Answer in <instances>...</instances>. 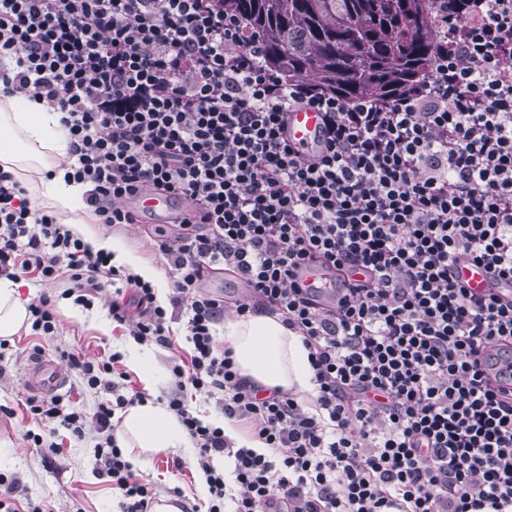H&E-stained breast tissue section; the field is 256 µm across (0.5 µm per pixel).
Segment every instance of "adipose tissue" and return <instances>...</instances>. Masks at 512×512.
<instances>
[{
    "instance_id": "ef3b65f1",
    "label": "adipose tissue",
    "mask_w": 512,
    "mask_h": 512,
    "mask_svg": "<svg viewBox=\"0 0 512 512\" xmlns=\"http://www.w3.org/2000/svg\"><path fill=\"white\" fill-rule=\"evenodd\" d=\"M61 117V112L26 97L0 93V169L15 176L31 204L50 211L94 248L112 251L115 263L130 266L155 284L158 296H165L166 284L150 261L134 255L121 239L91 229L83 186L65 180L69 138ZM28 305L17 283L0 280V339H12L30 326ZM224 342L232 348L236 367L247 380L281 389L305 402L313 396L308 351L301 336L289 331L279 316L263 312L226 315ZM116 437L135 466L146 464L157 453L188 445L178 418L165 403L153 399L122 412Z\"/></svg>"
}]
</instances>
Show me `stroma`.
Returning a JSON list of instances; mask_svg holds the SVG:
<instances>
[{
  "label": "stroma",
  "instance_id": "stroma-1",
  "mask_svg": "<svg viewBox=\"0 0 512 512\" xmlns=\"http://www.w3.org/2000/svg\"><path fill=\"white\" fill-rule=\"evenodd\" d=\"M22 297L35 300L46 294L54 297L58 333L53 340L20 332L10 346L0 349V365L6 375L0 379V404L13 407L14 417H0V449L6 457L0 461V476L16 479L20 489L15 495L19 512L30 505L49 508L50 512H118L120 495L95 473V456L91 440L67 443L61 454L45 448H33L25 441L27 431L38 424L25 410L24 401L31 394L27 386V368L34 345L44 347L46 356H54L56 348H84L88 354L120 352L131 342L125 330L113 322L105 300L88 308L59 298L56 287L29 282L19 286ZM195 448L176 450V457L187 464L184 474H172L167 468L166 454L155 456L139 479L152 483L158 495L173 497L182 512H205L207 499L199 491L202 474L192 468Z\"/></svg>",
  "mask_w": 512,
  "mask_h": 512
}]
</instances>
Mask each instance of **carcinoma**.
Instances as JSON below:
<instances>
[{
  "label": "carcinoma",
  "mask_w": 512,
  "mask_h": 512,
  "mask_svg": "<svg viewBox=\"0 0 512 512\" xmlns=\"http://www.w3.org/2000/svg\"><path fill=\"white\" fill-rule=\"evenodd\" d=\"M262 36L288 83L382 98L428 74L439 39L436 0H221Z\"/></svg>",
  "instance_id": "1"
}]
</instances>
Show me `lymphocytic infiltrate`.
<instances>
[{
  "mask_svg": "<svg viewBox=\"0 0 512 512\" xmlns=\"http://www.w3.org/2000/svg\"><path fill=\"white\" fill-rule=\"evenodd\" d=\"M442 31L425 82L380 99L288 84L258 36L220 0H0V90L62 112L72 161L98 223H141L145 191L188 201L152 231L173 274L167 304L68 225L31 206L0 169V277L61 284L139 343L170 349V411L197 450L206 512H512V0H436ZM319 112L311 153L288 114ZM327 267L325 297L296 282ZM492 285L469 288L461 266ZM232 276L244 296L203 284ZM280 316L309 351L313 408L240 376L216 339L224 315ZM182 322L185 347L171 325ZM97 403L31 396L43 426L92 437L98 475L121 512H148L153 487L116 441L118 412L144 392L120 357L62 351ZM265 452L236 447L188 391ZM231 459L228 495L212 461Z\"/></svg>",
  "mask_w": 512,
  "mask_h": 512,
  "instance_id": "1",
  "label": "lymphocytic infiltrate"
}]
</instances>
